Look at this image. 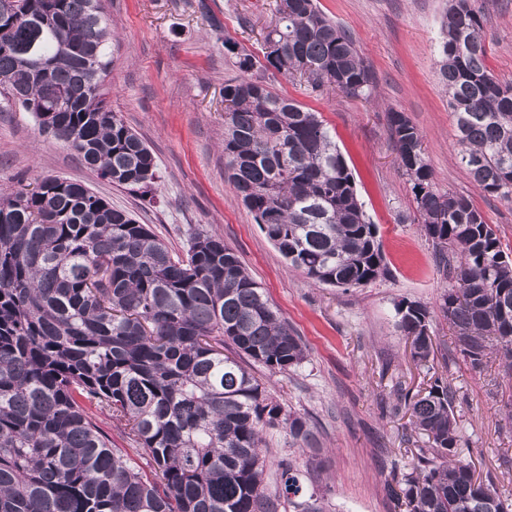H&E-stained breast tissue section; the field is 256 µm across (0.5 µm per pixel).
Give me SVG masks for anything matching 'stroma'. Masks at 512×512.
I'll return each mask as SVG.
<instances>
[{"mask_svg":"<svg viewBox=\"0 0 512 512\" xmlns=\"http://www.w3.org/2000/svg\"><path fill=\"white\" fill-rule=\"evenodd\" d=\"M347 29L370 65L377 95L311 93L277 77L276 88L319 112L353 174L357 194L378 229L388 276L358 288L312 285L290 266L224 173V84L239 77L236 54L261 55L275 0H103L112 32L107 81L113 112L152 149L159 179L153 202L116 188L75 151L38 130L29 113L0 104V190L52 175L82 183L130 211L182 251L198 230L223 236L274 309L307 349L287 376L256 374L285 409L304 415L319 453L304 480L325 512H405L387 494L412 449L427 445L406 412L389 408L395 385L418 390L445 375L456 390L464 433L458 450L477 476L497 475L512 496V383L477 375L453 356V331L439 310L446 285L435 250L388 127L389 111L406 113L423 135L435 190L467 197L512 253V202L477 189L458 161L448 97L438 78L440 19L447 0H318ZM488 18L490 71L512 80V0H478ZM408 300L431 313L433 352L413 360L396 327L395 306Z\"/></svg>","mask_w":512,"mask_h":512,"instance_id":"obj_1","label":"stroma"}]
</instances>
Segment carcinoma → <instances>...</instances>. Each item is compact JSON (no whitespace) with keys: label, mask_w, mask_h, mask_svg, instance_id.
Returning <instances> with one entry per match:
<instances>
[{"label":"carcinoma","mask_w":512,"mask_h":512,"mask_svg":"<svg viewBox=\"0 0 512 512\" xmlns=\"http://www.w3.org/2000/svg\"><path fill=\"white\" fill-rule=\"evenodd\" d=\"M488 19L476 0H448L438 75L459 157L484 192L512 201V82L487 69ZM0 96L42 132L60 128L87 168L146 196L156 158L108 105L110 30L100 0H0ZM269 67L315 92L368 100L370 67L315 0H276L263 33ZM63 58L47 75L41 58ZM224 84V169L243 205L291 266L313 282L365 286L386 274L377 227L318 113L254 77ZM399 164L448 285L440 310L455 350L482 374L512 379V257L470 201L440 194L422 134L388 113ZM397 328L411 355L433 349L428 309L402 300ZM306 347L234 249L195 231L181 254L89 187L46 176L0 193V512H324L288 465L265 483L264 431L311 445L306 417L270 396L246 362L286 375ZM395 409L427 436L387 491L407 512H512L495 480L457 454L456 396L435 377L399 387ZM116 423L146 472L99 426Z\"/></svg>","instance_id":"1"}]
</instances>
